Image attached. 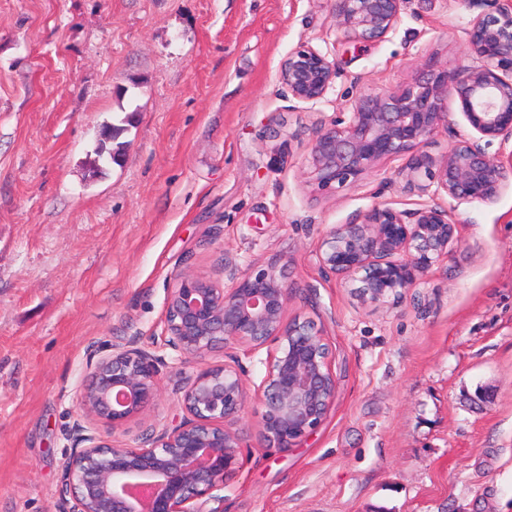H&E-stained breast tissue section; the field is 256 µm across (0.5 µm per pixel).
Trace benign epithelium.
<instances>
[{
    "label": "benign epithelium",
    "instance_id": "1",
    "mask_svg": "<svg viewBox=\"0 0 512 512\" xmlns=\"http://www.w3.org/2000/svg\"><path fill=\"white\" fill-rule=\"evenodd\" d=\"M404 3L331 0V11L344 37L378 41ZM471 5L480 9L467 32L472 64L439 65L401 90L364 93L313 133L310 163L321 191L396 157L405 159L418 189L434 187L430 202L415 210L379 203L325 233L319 269L342 280L359 276L363 303L398 301L448 257L459 206L492 204L512 188V167L486 152L496 140L512 141V0ZM337 77L335 62L309 44L291 52L280 70L288 96L312 104L326 98ZM450 99L469 132L435 157L424 147L452 124ZM223 275L219 281L181 270L168 290L163 347L181 363L198 364L178 399V424L152 432L140 446L100 435L102 427L115 433L143 416L159 395L161 359L132 341L99 358L76 389L74 450L59 486L61 499L73 502L71 512H224V498L211 491L237 478L248 403L260 417V446L282 452L325 419L336 393L332 347L315 321L287 317L300 285L288 282L276 260L244 271L226 260ZM269 343L265 375L251 394L239 362H207L216 348ZM210 501L217 506L208 510Z\"/></svg>",
    "mask_w": 512,
    "mask_h": 512
}]
</instances>
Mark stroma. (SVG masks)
Returning a JSON list of instances; mask_svg holds the SVG:
<instances>
[{"instance_id":"35a3bbf8","label":"stroma","mask_w":512,"mask_h":512,"mask_svg":"<svg viewBox=\"0 0 512 512\" xmlns=\"http://www.w3.org/2000/svg\"><path fill=\"white\" fill-rule=\"evenodd\" d=\"M468 0H406L393 31L347 41L330 0H0V512H70L58 495L74 394L136 341L159 396L117 438L180 420L196 362L163 348L176 272L279 260L288 316L332 346L334 402L295 448L257 444L245 413L224 512H512V190L460 207L451 251L397 304L321 274L326 231L428 194L404 161L320 191L316 125L356 96L469 64ZM309 44L339 76L289 98L279 70ZM117 159H97L104 127Z\"/></svg>"}]
</instances>
